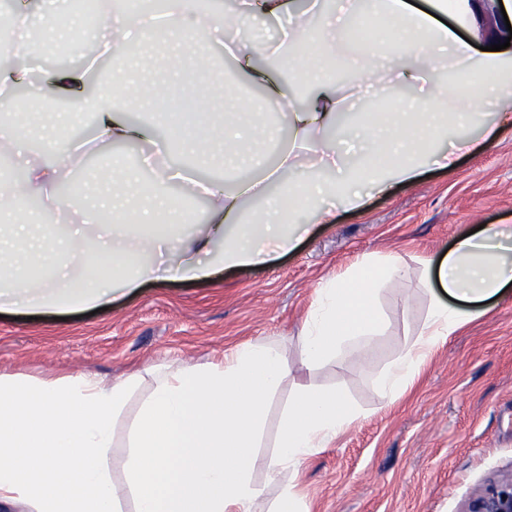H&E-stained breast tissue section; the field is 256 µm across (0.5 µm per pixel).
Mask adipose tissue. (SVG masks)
I'll return each instance as SVG.
<instances>
[{
  "mask_svg": "<svg viewBox=\"0 0 512 512\" xmlns=\"http://www.w3.org/2000/svg\"><path fill=\"white\" fill-rule=\"evenodd\" d=\"M99 2L101 55L114 57L124 44L155 39L148 17L130 14L119 0ZM166 3L171 78L153 121H129L101 95L89 94L77 103L93 120L89 145L64 138L67 112L58 113L49 129L30 122L25 142L0 132V158L37 147L46 131L60 136L57 159L30 164L18 180L0 179V309L100 306L111 302L115 286L134 289L158 273L199 281L267 264L308 233L306 215L330 221L329 200L358 208L362 189L386 194L412 183L424 168L451 169L471 149L454 129L478 116L485 101H492L502 123L512 122V46L495 27L486 32L490 48L484 52L459 33L480 18L481 0H428L422 9L410 0H310L305 6L236 0L220 21L204 0ZM67 10L62 4L45 16L33 10L0 14L14 57L27 58L34 33L77 45L79 24L67 19ZM257 16L284 20L278 47L238 37L242 21ZM374 17L391 26L388 46H364L359 56L366 66L351 67L346 30ZM217 31L231 57L253 73L277 68L293 79L267 86L290 133L275 168L252 171L242 150L245 125L214 111L208 85L198 79L206 38ZM347 66L351 81H327L329 69ZM386 82L408 87L411 100L392 97L386 111L361 113L351 131L352 150L342 152L334 135L348 97L362 85ZM443 137L448 145L441 148ZM137 142L248 176L230 188L188 180L183 169L169 168L144 185L137 173L151 168L150 156H141L134 169L113 157L106 194L84 191L76 207L84 228L107 227L110 245L77 242L69 224L44 233L30 198L66 209L58 188L82 164L86 149ZM303 163L311 175L295 178ZM180 180L187 194L209 203L208 223L189 235L183 231L189 214L168 192ZM272 181L281 184L275 196L268 191ZM247 199L257 209L245 208ZM52 243L59 247L55 260L38 264ZM406 276L401 257L366 254L325 280L299 333L301 368L362 358L382 332L381 288ZM422 285L428 305L416 337L375 377L388 404L414 386L431 353L481 304L512 288V228L487 225L459 235L448 253L426 263ZM287 351L275 340L248 342L219 363H162L113 384L84 372L51 380L0 373V512H255L262 500L267 512H305L286 474L333 442L359 411L336 389L302 386L280 416L265 476L256 478L267 405L288 378ZM132 401L137 409L117 473L110 465L116 425ZM272 485L279 493L270 500Z\"/></svg>",
  "mask_w": 512,
  "mask_h": 512,
  "instance_id": "1",
  "label": "adipose tissue"
}]
</instances>
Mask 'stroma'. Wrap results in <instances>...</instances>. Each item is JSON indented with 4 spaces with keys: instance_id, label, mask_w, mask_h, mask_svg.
<instances>
[{
    "instance_id": "obj_1",
    "label": "stroma",
    "mask_w": 512,
    "mask_h": 512,
    "mask_svg": "<svg viewBox=\"0 0 512 512\" xmlns=\"http://www.w3.org/2000/svg\"><path fill=\"white\" fill-rule=\"evenodd\" d=\"M495 113L463 127L473 141L452 171L426 169L410 185L337 205L292 252L266 265L229 269L198 283L148 282L117 290L107 309L0 318V373L56 378L90 372L119 381L157 363L219 361L269 336L295 338L319 284L365 254L401 256L405 281L383 287L381 336L367 360L292 372L267 410L276 427L298 385L339 389L361 418L306 461L294 483L308 512H463L492 478L512 473V290L485 306L429 357L413 389L385 404L372 382L427 308L426 259L482 225H512V126L493 137Z\"/></svg>"
}]
</instances>
